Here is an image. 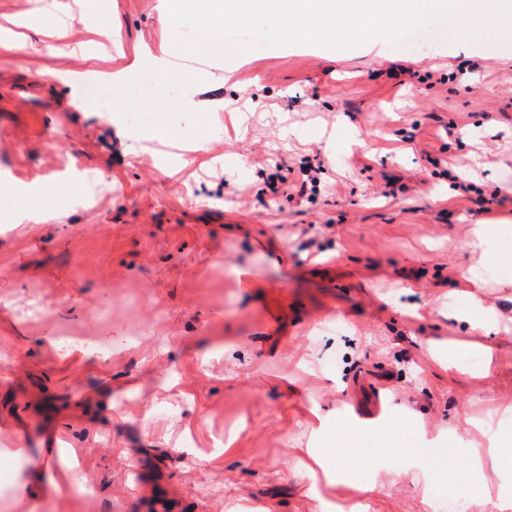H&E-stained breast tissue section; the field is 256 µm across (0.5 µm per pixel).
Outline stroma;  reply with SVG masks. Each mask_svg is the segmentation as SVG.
I'll return each mask as SVG.
<instances>
[{
  "instance_id": "35a3bbf8",
  "label": "stroma",
  "mask_w": 512,
  "mask_h": 512,
  "mask_svg": "<svg viewBox=\"0 0 512 512\" xmlns=\"http://www.w3.org/2000/svg\"><path fill=\"white\" fill-rule=\"evenodd\" d=\"M166 6L0 0L22 25L0 40V184L18 188L0 192V512H363L355 482L300 477V448L372 467L377 512H436L472 484L466 431L512 407V284L483 290L488 370L461 292L487 255L458 248L495 219L512 257V31L252 47L191 87L135 62L178 55ZM125 67L121 111L88 105L86 82ZM137 325L107 361L55 343ZM439 434L452 464L407 467Z\"/></svg>"
}]
</instances>
